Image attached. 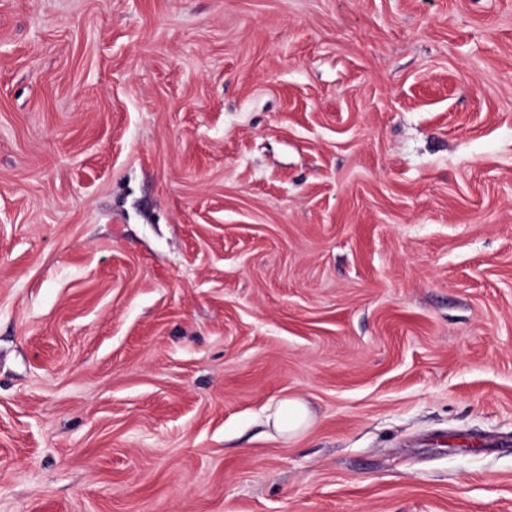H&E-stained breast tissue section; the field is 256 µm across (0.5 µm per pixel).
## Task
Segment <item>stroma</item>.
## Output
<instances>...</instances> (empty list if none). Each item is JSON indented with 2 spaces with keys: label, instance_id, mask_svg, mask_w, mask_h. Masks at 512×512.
I'll return each instance as SVG.
<instances>
[{
  "label": "stroma",
  "instance_id": "35a3bbf8",
  "mask_svg": "<svg viewBox=\"0 0 512 512\" xmlns=\"http://www.w3.org/2000/svg\"><path fill=\"white\" fill-rule=\"evenodd\" d=\"M0 512H512V0H0ZM311 422L306 402L299 398H288L279 403L272 420L279 433L296 434Z\"/></svg>",
  "mask_w": 512,
  "mask_h": 512
}]
</instances>
